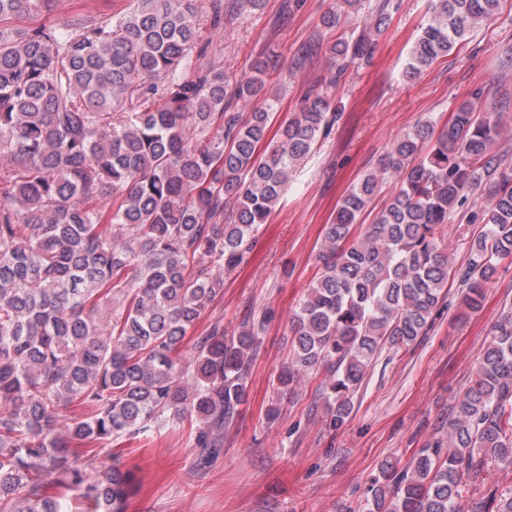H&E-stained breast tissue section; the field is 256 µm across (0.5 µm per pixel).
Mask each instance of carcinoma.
I'll return each mask as SVG.
<instances>
[{
    "label": "carcinoma",
    "mask_w": 512,
    "mask_h": 512,
    "mask_svg": "<svg viewBox=\"0 0 512 512\" xmlns=\"http://www.w3.org/2000/svg\"><path fill=\"white\" fill-rule=\"evenodd\" d=\"M51 0H0V22ZM119 17L0 31V512H126L134 475L97 465L99 447L190 417L210 448L248 396L268 316L233 336L214 329L184 364L178 352L224 275L240 266L289 174L330 133L331 98L312 89L266 140L275 100L260 78L193 64L198 0H133ZM500 0H430L408 79L465 41ZM328 48L331 84L369 57L386 24ZM264 99L246 114L239 100ZM499 122L460 104L434 132H407L353 184L326 225L321 272L292 321L283 392L324 372L329 426L385 348H409L432 328L457 281L480 306L512 257V169L493 151ZM386 178L397 189L356 240L354 227ZM492 187L466 266L443 248L454 210ZM83 414L62 421L63 411ZM512 467V312L493 326L474 378L452 408L448 443L403 468L382 462L366 512H512V496L467 502L482 472Z\"/></svg>",
    "instance_id": "carcinoma-1"
}]
</instances>
